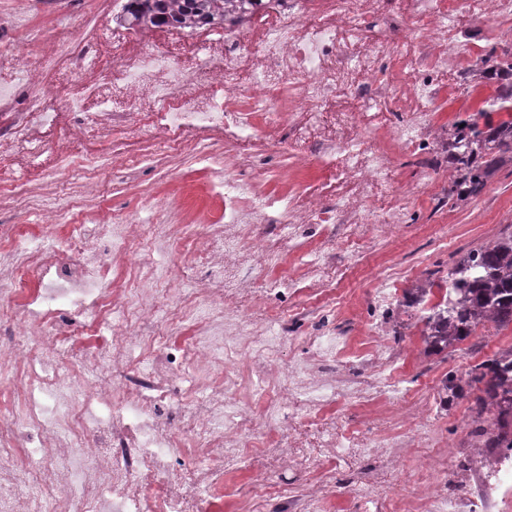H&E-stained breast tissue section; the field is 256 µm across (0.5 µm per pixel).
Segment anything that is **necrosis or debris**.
I'll return each instance as SVG.
<instances>
[{"mask_svg":"<svg viewBox=\"0 0 512 512\" xmlns=\"http://www.w3.org/2000/svg\"><path fill=\"white\" fill-rule=\"evenodd\" d=\"M274 14L244 45L214 25L213 38L198 44L199 32L175 27L171 34L200 47L198 63H177L158 50L157 28L125 30L122 41L138 51L113 65L100 94L88 83L67 108L80 141L96 149L78 153L67 143L24 140L23 130L51 129L55 115L32 107L0 123V143L17 142L15 153L0 155V168L24 167L32 157L50 155V179L64 164L102 176L119 163L107 144L132 130L148 131L152 143L168 152L198 146L197 131L228 134L234 145L250 139L263 114L277 109L288 129L296 162L318 161L336 192L325 195H273L272 220L285 237L298 224L322 225L329 237L361 238L362 225L393 234L403 222L402 200L417 186L399 180L394 158L424 152L430 111L438 96L431 76L478 83L492 45L476 34L481 24L512 17V0H265ZM383 22L378 34L364 30L367 19ZM212 192L223 194L227 224H204L194 235L183 225L166 224L163 238L181 261L172 269L171 287L144 291L117 288L112 271L137 268L151 246L142 225L128 221L112 229L109 210L98 209L74 221L66 238L55 225L30 233L0 225V366L22 361L24 378L14 385L18 408L0 416V512H69L71 498L81 512H105L116 495L134 512H199L203 494H215L236 476L257 449L275 447L289 468L302 465L300 448L315 441L322 455L303 496L288 499L289 512H316L322 501V473L341 452L375 454L383 443L360 428L340 427L334 393L344 384L334 367L344 358L374 368L395 362L382 345L383 329L373 323L359 348L339 336H319L309 364L289 369L288 390L266 398L268 410L292 404L298 424L279 427L269 442L248 422L234 392L240 367L252 356L276 348L266 326L252 324L248 308L263 305L266 291L247 279L225 287L228 259L249 252L272 278L289 284L305 280L325 293L337 283L334 261L320 257L303 270H286L285 256L265 250L253 225L239 221L245 188L227 169H211ZM205 265L214 277L192 295L177 289L187 269ZM43 286L31 293L32 283ZM167 295L175 318L190 319L191 338L179 349L183 362L211 372L198 408L191 413L189 438L176 432L168 381L167 339L146 330L159 295ZM225 314L236 325L231 340H215L212 318ZM79 320L92 343L70 341L68 323ZM154 353L144 371L129 368L132 347ZM347 385V384H344ZM364 413L379 407L374 387L347 385ZM196 459L193 474L176 466L185 450ZM138 482H130V474ZM467 489L455 500L438 493L422 496L425 512H502L512 502V449L488 448L466 476Z\"/></svg>","mask_w":512,"mask_h":512,"instance_id":"4bbe7bcc","label":"necrosis or debris"}]
</instances>
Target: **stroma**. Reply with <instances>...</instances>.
Returning <instances> with one entry per match:
<instances>
[{
  "label": "stroma",
  "instance_id": "1",
  "mask_svg": "<svg viewBox=\"0 0 512 512\" xmlns=\"http://www.w3.org/2000/svg\"><path fill=\"white\" fill-rule=\"evenodd\" d=\"M15 0H0V41L35 38L56 48L41 87H34L16 71L9 56L0 55V90L14 88V109L26 111L31 101L45 96L46 104L57 112L58 122L51 138L64 140L71 134L65 113L69 96L67 76L74 68V56L87 43L105 44V65L122 61L123 46L113 42L107 25L110 0H25L24 14H17ZM489 88L467 85L452 97L440 98L433 111L430 141L433 155L442 152L443 136L460 113L478 108ZM281 135L275 115H267L255 132L238 169L240 181L249 186L248 206L255 218H262L267 198L288 190L287 152L279 150ZM206 157L155 150L147 133L135 132L112 144L118 155H135L130 166L112 167L103 181L76 176L63 188L73 204L60 210V228H67L72 212L89 213L103 206L118 223L137 219L141 224H220L224 202L207 184V166L223 161L227 146L220 137L204 141ZM406 183L429 182L431 189L405 202L404 222L394 235L374 234L368 248L358 254L342 249L324 236L321 226L304 224L299 238L302 250H289L288 242L267 234L264 242L274 252L289 253L293 267L303 268L314 254L307 245L324 240V249L342 268L343 276L332 298L318 297L306 289L284 287L273 292L266 308L257 310V319L279 336V348L270 359V375L244 370L237 398L255 427L272 432L264 405L258 398L262 387H288V369L306 363L311 356L310 336L325 331L357 346L369 323L383 316L387 324L385 345L401 353L400 362L385 371V378L400 389V406L375 417L368 424L372 434L387 439L406 426L417 430V445L403 449L394 468L381 457L340 458L325 482L326 512H389L384 493L413 503L443 483L449 494L459 491L458 478L467 457L449 456V445L459 442L479 445L469 391L448 395L443 390L447 376L462 375L494 353L512 348V325H478L470 336L439 353L431 352L424 338L425 322L416 308L406 306V296L415 288L429 287L431 302H438L448 290L447 271L470 249L492 244L507 225L512 224V163H503L476 197L458 204L448 199L450 176L446 163H416L401 158ZM38 168H31L30 183L13 200L0 202V224H19L36 231L42 211L55 206L54 195L33 183ZM392 294L385 310H377L373 297L378 290ZM413 423H406V416Z\"/></svg>",
  "mask_w": 512,
  "mask_h": 512
}]
</instances>
